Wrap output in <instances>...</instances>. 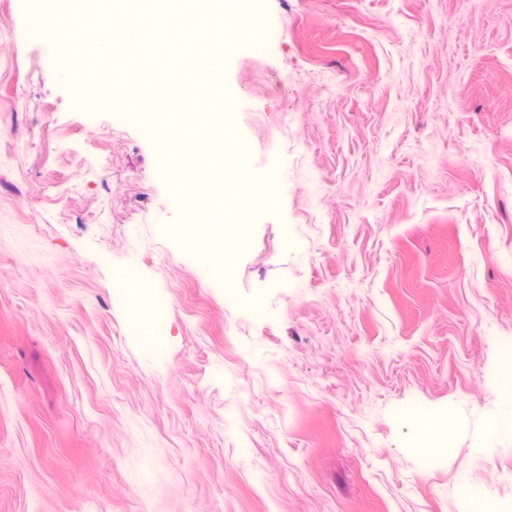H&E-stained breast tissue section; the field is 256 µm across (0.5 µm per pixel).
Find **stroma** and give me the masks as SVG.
Returning a JSON list of instances; mask_svg holds the SVG:
<instances>
[{"instance_id": "obj_1", "label": "stroma", "mask_w": 512, "mask_h": 512, "mask_svg": "<svg viewBox=\"0 0 512 512\" xmlns=\"http://www.w3.org/2000/svg\"><path fill=\"white\" fill-rule=\"evenodd\" d=\"M93 9L0 0V512L512 501V432L471 452L512 341V0L225 7L247 107L215 125L247 167L285 162L275 197L217 194L201 229L235 307L182 232L165 125L130 109L143 75L87 108L33 34Z\"/></svg>"}]
</instances>
